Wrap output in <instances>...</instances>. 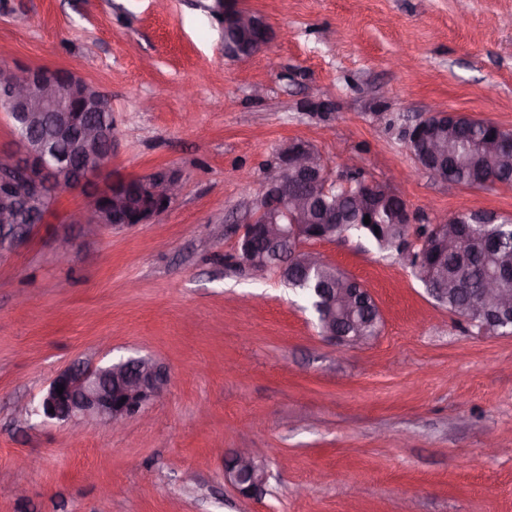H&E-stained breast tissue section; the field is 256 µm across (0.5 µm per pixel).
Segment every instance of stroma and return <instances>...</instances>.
Masks as SVG:
<instances>
[{
  "label": "stroma",
  "mask_w": 512,
  "mask_h": 512,
  "mask_svg": "<svg viewBox=\"0 0 512 512\" xmlns=\"http://www.w3.org/2000/svg\"><path fill=\"white\" fill-rule=\"evenodd\" d=\"M271 39L225 58L198 0H0V63L62 68L112 104L109 174L179 169L154 223L68 225L76 193L0 252V512H512V335L438 305L403 255L318 243L367 289L378 336L323 338L307 302L233 261L278 149L314 146L389 181L415 224L512 216V187H449L403 128L433 108L512 129V0H238ZM77 250L59 265L55 245ZM147 355L165 396L119 432L22 406L72 361ZM261 448L254 496L224 456Z\"/></svg>",
  "instance_id": "stroma-1"
}]
</instances>
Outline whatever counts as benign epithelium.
<instances>
[{"label": "benign epithelium", "mask_w": 512, "mask_h": 512, "mask_svg": "<svg viewBox=\"0 0 512 512\" xmlns=\"http://www.w3.org/2000/svg\"><path fill=\"white\" fill-rule=\"evenodd\" d=\"M204 8L218 20L233 19L245 35L270 31L265 18L235 6L234 0H209ZM266 44L265 40L247 45L226 41L224 57L249 59ZM68 97L82 100L89 112L109 110L110 102L100 88L73 73L61 86L51 68H0V104L19 129L15 154L0 162V248L5 251L22 245L45 222L51 198L61 193L78 191L83 196L81 210L71 214L68 223L93 230L124 229L155 221L184 188L182 172L168 167L135 177H103L112 158V123L84 120L66 106ZM443 129L453 136L455 127L448 126V112L437 109L410 126L406 135L411 147L428 136L425 154L412 152L416 166L452 187L448 170L439 163L446 152L444 141L437 140ZM77 156L82 160L78 171L73 167ZM273 165L276 175L265 183L254 212L237 231L234 261L252 273L273 270L282 276L293 267L317 271L328 261L308 245L336 237L308 232L311 203L340 183L350 189L343 175L360 166L348 158L335 174L313 146L293 141L280 148ZM436 229L441 235V257L446 258L456 251L464 230L453 213L444 216ZM359 294L348 283L338 288L325 281L316 289L311 306L323 318L321 333L328 340L340 345L358 343L349 331L336 327V312L358 309ZM472 311L508 313L512 297L490 279ZM60 385L64 387L61 394L56 392ZM167 385L166 368L152 358L129 357L103 365L77 361L50 380L30 414L47 424L74 426L91 418L120 428L162 397ZM261 457L257 448H237L226 454L224 480L244 496L255 494L266 480Z\"/></svg>", "instance_id": "7a95c632"}]
</instances>
